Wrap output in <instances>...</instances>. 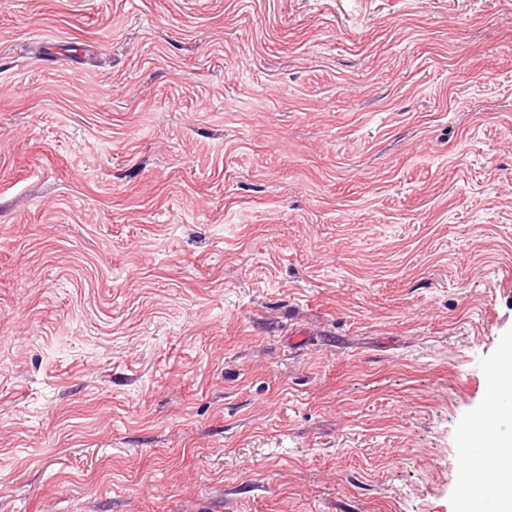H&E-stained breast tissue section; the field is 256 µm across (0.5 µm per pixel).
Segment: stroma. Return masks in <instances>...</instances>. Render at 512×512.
<instances>
[{
  "label": "stroma",
  "mask_w": 512,
  "mask_h": 512,
  "mask_svg": "<svg viewBox=\"0 0 512 512\" xmlns=\"http://www.w3.org/2000/svg\"><path fill=\"white\" fill-rule=\"evenodd\" d=\"M511 341L512 0H0V512H457Z\"/></svg>",
  "instance_id": "35a3bbf8"
}]
</instances>
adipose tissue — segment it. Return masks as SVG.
I'll list each match as a JSON object with an SVG mask.
<instances>
[{"instance_id": "obj_1", "label": "adipose tissue", "mask_w": 512, "mask_h": 512, "mask_svg": "<svg viewBox=\"0 0 512 512\" xmlns=\"http://www.w3.org/2000/svg\"><path fill=\"white\" fill-rule=\"evenodd\" d=\"M496 380L503 383L501 405L492 418H478L469 430L465 445L459 453L468 479L469 489L476 501H484L486 474L496 475L494 497L499 512H512V437L501 434L496 425L505 415H512V350H506L494 371Z\"/></svg>"}]
</instances>
